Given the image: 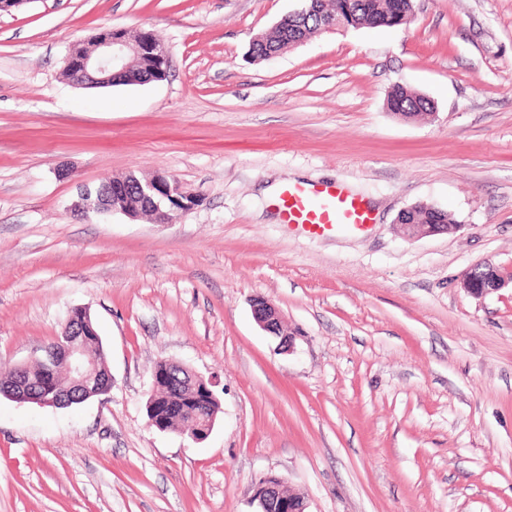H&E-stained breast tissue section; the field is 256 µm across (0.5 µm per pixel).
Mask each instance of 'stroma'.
Returning a JSON list of instances; mask_svg holds the SVG:
<instances>
[{
  "label": "stroma",
  "instance_id": "stroma-1",
  "mask_svg": "<svg viewBox=\"0 0 512 512\" xmlns=\"http://www.w3.org/2000/svg\"><path fill=\"white\" fill-rule=\"evenodd\" d=\"M298 0H26L0 13V370L88 310L109 393L0 396V512H254L282 477L310 512H512V0H414L410 23L326 31L253 62ZM152 31L164 80L81 88L72 43ZM403 85L434 103L403 119ZM165 173L199 202L171 223L70 211L83 185ZM344 182L367 232L311 237L267 187ZM427 202L450 234L407 239ZM281 311L294 349L259 329ZM214 383L195 443L148 424L159 360ZM412 207L403 210L397 218V223L403 235L407 238L414 239L450 233L458 227V221L453 214L428 203L416 205L413 212L406 215L404 220L413 224H401V218L404 217V214L410 211ZM479 267L484 269L483 278H471L469 276L470 273H472L475 269ZM509 282L511 281L506 280L504 276L496 272L493 267L480 264L471 268L470 271H468L464 275L462 279V286L468 293L477 297H483L487 294H490L492 292L500 290L501 288L506 287L509 284ZM252 315L256 324L266 333L280 338V348L289 352L293 340L283 325L282 316L279 310L264 300L257 297L252 301Z\"/></svg>",
  "mask_w": 512,
  "mask_h": 512
}]
</instances>
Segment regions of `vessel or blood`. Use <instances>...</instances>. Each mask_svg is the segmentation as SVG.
Wrapping results in <instances>:
<instances>
[{"label": "vessel or blood", "instance_id": "vessel-or-blood-1", "mask_svg": "<svg viewBox=\"0 0 512 512\" xmlns=\"http://www.w3.org/2000/svg\"><path fill=\"white\" fill-rule=\"evenodd\" d=\"M274 205L283 223L298 227L312 237L340 228L363 232L372 221L365 199L340 181L285 185L275 195Z\"/></svg>", "mask_w": 512, "mask_h": 512}]
</instances>
